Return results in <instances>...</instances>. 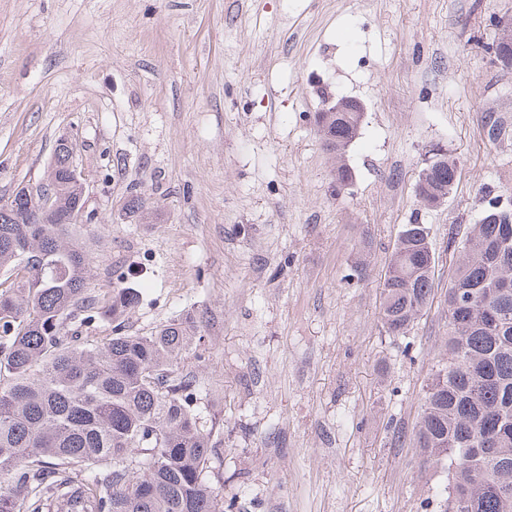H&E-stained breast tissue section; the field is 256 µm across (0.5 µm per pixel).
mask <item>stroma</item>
<instances>
[{"instance_id":"stroma-1","label":"stroma","mask_w":512,"mask_h":512,"mask_svg":"<svg viewBox=\"0 0 512 512\" xmlns=\"http://www.w3.org/2000/svg\"><path fill=\"white\" fill-rule=\"evenodd\" d=\"M510 17L512 0H0V202L76 143L88 291L137 290L133 335L193 317L178 368L232 512H440L413 427L448 334V232L479 222L484 187L512 205V68L482 52ZM345 96L366 112L340 193L313 116ZM433 144L459 171L425 208ZM134 191L152 223L125 210ZM406 224L430 230L435 294L394 336L379 309Z\"/></svg>"}]
</instances>
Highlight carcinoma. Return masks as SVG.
Wrapping results in <instances>:
<instances>
[{
    "instance_id": "cac0c4a2",
    "label": "carcinoma",
    "mask_w": 512,
    "mask_h": 512,
    "mask_svg": "<svg viewBox=\"0 0 512 512\" xmlns=\"http://www.w3.org/2000/svg\"><path fill=\"white\" fill-rule=\"evenodd\" d=\"M317 132L338 156L353 139L354 113L318 112ZM501 135L495 112L484 116ZM56 149L47 174L61 211L83 204ZM457 162L433 165L416 185L425 205L454 188ZM477 224L448 233L446 361L422 398L415 440L447 473L435 496H470L472 512H512V210L491 188ZM38 204L23 192L0 206V512H44L71 490L70 469L84 466V506L69 512H224L210 481L224 455L215 427L194 409L197 381L176 371L199 346L192 318L148 336L98 340L84 335L96 317L120 318L138 301L132 288L88 293L91 253L61 216L26 224ZM435 255L428 228L407 224L386 275L380 320L406 333L433 299Z\"/></svg>"
}]
</instances>
